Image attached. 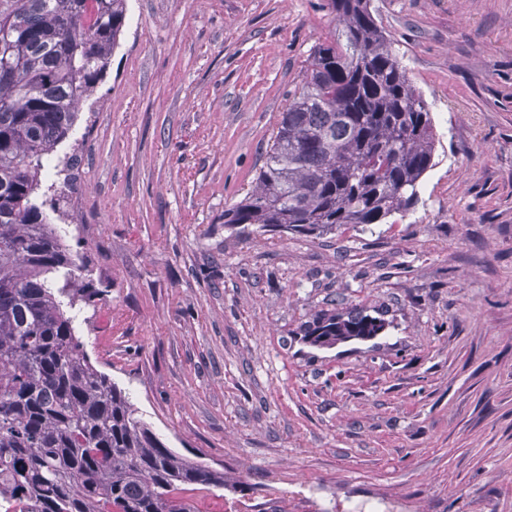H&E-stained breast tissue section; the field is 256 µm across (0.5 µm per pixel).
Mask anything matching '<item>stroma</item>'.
Here are the masks:
<instances>
[{
  "label": "stroma",
  "mask_w": 512,
  "mask_h": 512,
  "mask_svg": "<svg viewBox=\"0 0 512 512\" xmlns=\"http://www.w3.org/2000/svg\"><path fill=\"white\" fill-rule=\"evenodd\" d=\"M322 0H127L78 143L64 240L98 293L75 334L208 508L512 512V0H370L437 134L420 201L319 238L226 205L323 39ZM357 308L368 341L304 329Z\"/></svg>",
  "instance_id": "1"
}]
</instances>
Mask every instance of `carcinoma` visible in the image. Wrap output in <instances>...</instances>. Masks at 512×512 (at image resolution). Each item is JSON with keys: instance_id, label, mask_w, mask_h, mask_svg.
<instances>
[{"instance_id": "1", "label": "carcinoma", "mask_w": 512, "mask_h": 512, "mask_svg": "<svg viewBox=\"0 0 512 512\" xmlns=\"http://www.w3.org/2000/svg\"><path fill=\"white\" fill-rule=\"evenodd\" d=\"M329 32L288 94L254 184L224 226L319 238L414 211L433 167L430 110L375 22L369 0H324ZM127 0H0V498L25 512H196L188 488L224 472L166 447L98 371L61 298L88 300L42 173L73 186L58 156L81 101L106 71ZM360 310L308 326L311 343L368 339Z\"/></svg>"}]
</instances>
